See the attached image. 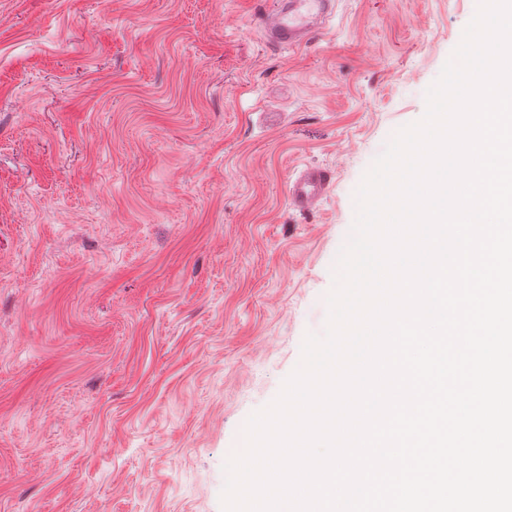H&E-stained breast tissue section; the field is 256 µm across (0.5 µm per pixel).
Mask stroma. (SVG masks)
<instances>
[{"mask_svg": "<svg viewBox=\"0 0 512 512\" xmlns=\"http://www.w3.org/2000/svg\"><path fill=\"white\" fill-rule=\"evenodd\" d=\"M477 4L337 0L288 50L257 0H0V512H223ZM334 184L331 170L317 167H304L288 184V202L295 211L308 212L327 196Z\"/></svg>", "mask_w": 512, "mask_h": 512, "instance_id": "stroma-1", "label": "stroma"}]
</instances>
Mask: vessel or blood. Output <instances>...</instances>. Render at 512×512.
<instances>
[{
    "label": "vessel or blood",
    "instance_id": "obj_1",
    "mask_svg": "<svg viewBox=\"0 0 512 512\" xmlns=\"http://www.w3.org/2000/svg\"><path fill=\"white\" fill-rule=\"evenodd\" d=\"M335 15V0H266L256 20L267 43L296 48L322 32ZM334 184L331 170L304 167L288 184V202L293 210L310 211L327 196Z\"/></svg>",
    "mask_w": 512,
    "mask_h": 512
}]
</instances>
